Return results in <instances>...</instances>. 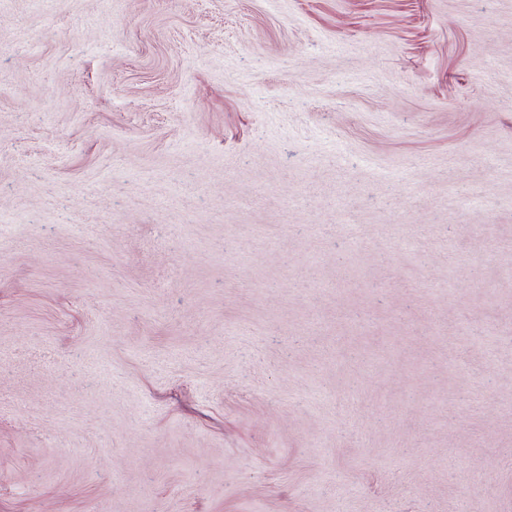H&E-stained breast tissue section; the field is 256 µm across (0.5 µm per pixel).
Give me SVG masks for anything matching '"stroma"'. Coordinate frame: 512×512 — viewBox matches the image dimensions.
Listing matches in <instances>:
<instances>
[{"instance_id": "35a3bbf8", "label": "stroma", "mask_w": 512, "mask_h": 512, "mask_svg": "<svg viewBox=\"0 0 512 512\" xmlns=\"http://www.w3.org/2000/svg\"><path fill=\"white\" fill-rule=\"evenodd\" d=\"M0 512H512V0H0Z\"/></svg>"}]
</instances>
